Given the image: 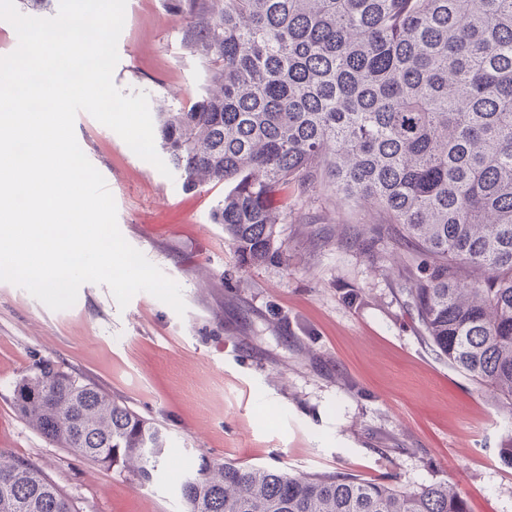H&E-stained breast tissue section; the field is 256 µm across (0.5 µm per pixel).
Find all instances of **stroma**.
I'll return each mask as SVG.
<instances>
[{
  "mask_svg": "<svg viewBox=\"0 0 512 512\" xmlns=\"http://www.w3.org/2000/svg\"><path fill=\"white\" fill-rule=\"evenodd\" d=\"M171 0H127L113 82L146 93L151 112L190 105L204 82ZM77 142L103 175L119 229L181 289L176 312L151 294L119 307L83 284L54 311L0 282V454L41 468L78 512H182L177 489L198 454L291 474L387 477L405 491L445 482L471 512H512V406L441 358L407 314L401 257L359 250L375 209L325 186L281 198V262L244 268L211 213L224 187L188 190L82 112ZM52 358L168 434L153 483L46 441L13 407L15 382Z\"/></svg>",
  "mask_w": 512,
  "mask_h": 512,
  "instance_id": "stroma-1",
  "label": "stroma"
}]
</instances>
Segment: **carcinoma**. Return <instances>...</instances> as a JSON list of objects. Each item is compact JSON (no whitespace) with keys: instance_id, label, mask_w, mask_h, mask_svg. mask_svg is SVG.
<instances>
[{"instance_id":"1","label":"carcinoma","mask_w":512,"mask_h":512,"mask_svg":"<svg viewBox=\"0 0 512 512\" xmlns=\"http://www.w3.org/2000/svg\"><path fill=\"white\" fill-rule=\"evenodd\" d=\"M207 69L188 107L156 113L189 188L229 185L212 212L240 262L281 257L277 194L328 179L378 209L367 255H407L405 307L431 346L512 405V0H174ZM45 440L146 485L167 433L52 359L16 382ZM184 512H470L447 483L414 493L349 473L292 475L204 453ZM0 512H75L34 465L0 458Z\"/></svg>"}]
</instances>
